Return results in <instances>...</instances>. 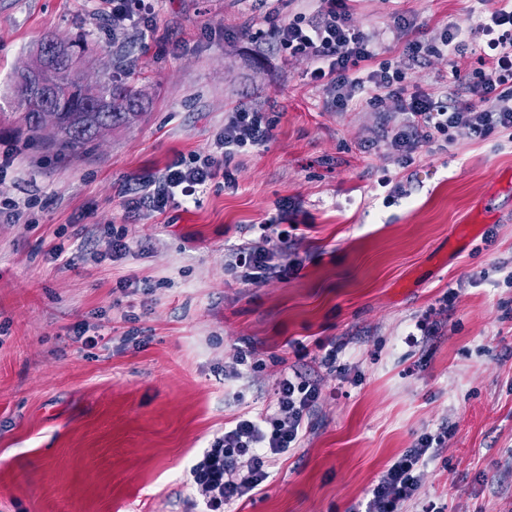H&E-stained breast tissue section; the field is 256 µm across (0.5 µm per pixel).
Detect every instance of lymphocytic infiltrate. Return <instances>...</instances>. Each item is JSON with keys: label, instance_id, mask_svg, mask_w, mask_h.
<instances>
[{"label": "lymphocytic infiltrate", "instance_id": "1", "mask_svg": "<svg viewBox=\"0 0 512 512\" xmlns=\"http://www.w3.org/2000/svg\"><path fill=\"white\" fill-rule=\"evenodd\" d=\"M479 15L476 38L481 68L461 98L409 86L413 72L431 57L466 49V41L452 25L432 41L425 38L415 17L395 13L393 24L405 35L395 63L380 60L376 41L354 24L345 0H320L313 12H300L271 26L269 35L279 51L310 61L309 81L328 93L331 108L341 111L352 103L376 108L392 102L402 119L383 124L378 141L400 165L408 166L422 147L447 149L453 129H466L480 139L496 133L512 136V0H496L494 8L480 9ZM272 130L264 113L238 106L218 140L222 157L198 153L168 165L129 196L124 203L127 213L143 208L162 213L175 200L195 199L214 177L219 160H232L265 144ZM248 231L249 238L225 256V270L251 285L299 271L302 262L289 231L271 222L249 225ZM274 239L281 242L280 251L270 249ZM294 353L297 362L281 374L267 408L256 417L232 421L191 466L189 482L202 512H224L231 501L260 489L279 458L299 447L311 429L322 393L299 366L308 354L306 346L295 343ZM447 438L444 426L423 433L413 448L395 458L373 487L365 512H404L411 503L418 512H446L434 501L418 500L417 491Z\"/></svg>", "mask_w": 512, "mask_h": 512}]
</instances>
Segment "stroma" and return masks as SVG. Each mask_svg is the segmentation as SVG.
Here are the masks:
<instances>
[{"label":"stroma","mask_w":512,"mask_h":512,"mask_svg":"<svg viewBox=\"0 0 512 512\" xmlns=\"http://www.w3.org/2000/svg\"><path fill=\"white\" fill-rule=\"evenodd\" d=\"M0 0V512H196L188 470L224 425L267 406L300 363L322 399L300 447L232 512H353L389 461L449 426L418 489L450 512H512V141L455 129L448 150L411 166L376 148L383 112L332 109L307 60H284L271 21L301 0ZM472 0H352L354 23L397 58L394 12L428 39L475 27ZM84 37L88 81L124 83L143 103L87 150L30 143L14 76L47 36ZM468 51L434 59L411 81L440 92L476 75ZM248 103L274 123L197 202L127 216L124 201L168 164L214 150L227 113ZM393 186L380 187L383 173ZM292 202L309 216L293 277L246 286L224 269L244 229ZM128 244L113 254L103 225ZM59 247L75 255L62 266ZM130 281L133 291L121 290ZM451 303H443L448 289ZM442 309L437 335L416 322ZM82 322L115 330L77 350ZM136 342H123L129 328ZM310 355L296 360L292 342ZM336 341L345 374L317 360ZM253 363L224 376L239 352Z\"/></svg>","instance_id":"1"}]
</instances>
